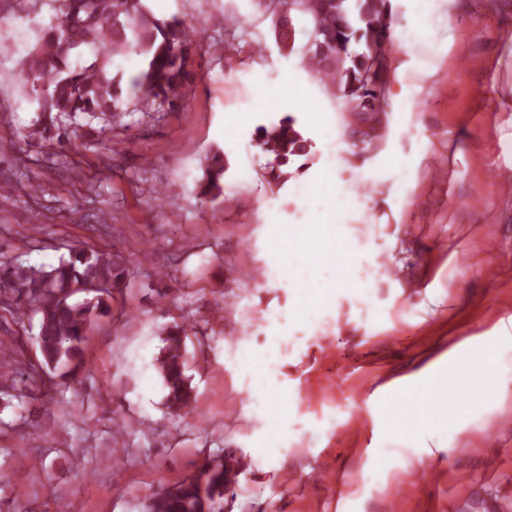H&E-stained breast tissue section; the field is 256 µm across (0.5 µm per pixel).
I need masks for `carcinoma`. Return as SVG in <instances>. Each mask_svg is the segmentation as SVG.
<instances>
[{
    "label": "carcinoma",
    "mask_w": 512,
    "mask_h": 512,
    "mask_svg": "<svg viewBox=\"0 0 512 512\" xmlns=\"http://www.w3.org/2000/svg\"><path fill=\"white\" fill-rule=\"evenodd\" d=\"M54 11L47 26L35 31L34 43L22 60L26 94L34 103L36 119L28 138L57 141L74 149L85 139L101 138L92 122L109 123L119 117L122 77L113 73L114 59L133 52L141 57L139 74L130 91L144 92L174 104L184 86L186 55L195 42L180 20L160 19L144 0H50ZM285 14L274 27L283 52L293 50L288 40L291 15L300 14L310 24L314 41L306 45L303 66L334 95L341 92L345 110L356 120L367 115L370 124L362 143L372 145L384 134L388 102L385 84L372 81L377 54L390 43L388 0H279ZM258 132L266 150L285 166L303 155L309 140L287 115ZM224 152L209 151L203 160L201 193L224 195ZM125 256L77 248L56 266H16L0 262V308H30L38 316L37 343L45 365L60 367L77 378L84 367L87 328L111 313L112 288L124 276ZM82 283L103 289L76 301L67 291ZM184 328L168 330L157 369L167 390L169 406L193 407L185 375L182 335ZM241 460L232 465L205 466V484L191 476L153 499L151 512H224V484L236 479Z\"/></svg>",
    "instance_id": "cac0c4a2"
}]
</instances>
